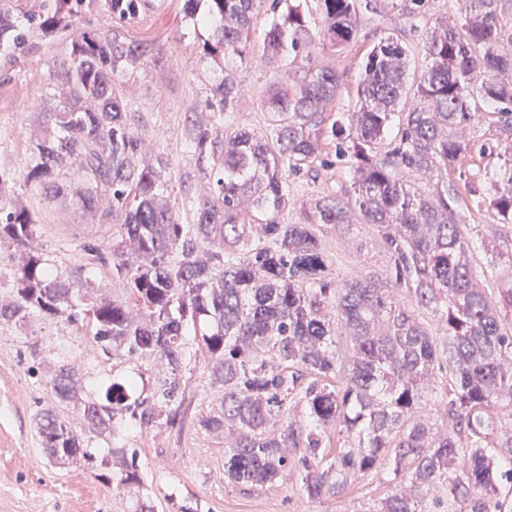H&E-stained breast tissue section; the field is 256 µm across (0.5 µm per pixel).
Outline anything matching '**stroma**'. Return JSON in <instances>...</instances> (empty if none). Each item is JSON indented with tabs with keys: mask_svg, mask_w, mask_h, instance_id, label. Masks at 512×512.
<instances>
[{
	"mask_svg": "<svg viewBox=\"0 0 512 512\" xmlns=\"http://www.w3.org/2000/svg\"><path fill=\"white\" fill-rule=\"evenodd\" d=\"M183 0H157L153 7L124 27L127 36L153 42L157 59L138 70L122 85L130 110L131 126L147 151L166 149L169 164L161 173L168 186L167 199L181 221H189L191 208L203 184L205 161L186 142L187 114L208 94L209 74L196 50L206 30H194L183 19ZM392 33L408 44L418 43L416 19L399 15L391 0H377L376 12L361 24V39L333 62L346 90L336 99V109L348 111L368 45ZM28 54L0 64V183L18 189L19 171L32 141L47 127L43 104L64 99L68 83L56 64L67 50V39L47 45L32 38ZM262 68L260 58L239 65L241 94L235 107L240 124L264 129V116L254 86ZM38 221L37 242L71 278H87L82 246L91 239L109 241L110 227L92 217H78L69 203L38 190L27 197ZM325 251L335 271L347 277H377L388 283L381 238L367 224L320 230ZM63 320L35 319L26 326H0V512H140L143 505L155 512H180L181 504L194 502L198 512H357L387 496L384 475L355 476L342 497L312 499L299 478L279 479L265 485L231 482L224 472V436L200 430L197 421L215 412L223 397L221 385L212 383L206 364L185 375L182 396L171 404L174 424L159 423L139 429L128 421L116 424L114 438H90L76 428L78 438L107 450L112 445L137 451L138 483L118 485L106 480L108 466L88 467L84 460L52 461L43 448L39 431L42 413L69 422L77 417L73 404L59 401L50 381L61 366L71 367L84 388L110 379H122L140 370L145 392H152L162 371L152 360L106 359L88 342L73 343L60 354L57 341L69 339ZM51 339L38 355H31L30 339Z\"/></svg>",
	"mask_w": 512,
	"mask_h": 512,
	"instance_id": "1",
	"label": "stroma"
}]
</instances>
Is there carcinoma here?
Returning a JSON list of instances; mask_svg holds the SVG:
<instances>
[{
	"label": "carcinoma",
	"mask_w": 512,
	"mask_h": 512,
	"mask_svg": "<svg viewBox=\"0 0 512 512\" xmlns=\"http://www.w3.org/2000/svg\"><path fill=\"white\" fill-rule=\"evenodd\" d=\"M372 2L185 0L186 20L211 30L201 59L221 73L199 105L207 123L190 121L189 145L210 160L190 224L165 199L166 152L143 149L122 93L126 75L155 61L153 43L122 32L150 0H42L22 24L0 12L6 63L28 52L33 31L46 44L74 33L61 62L68 95L47 113L57 130L33 142L22 178L113 228L112 243L83 245V259L124 286L111 299L63 276L14 194L0 205V246L20 259L0 323L60 318L108 358L165 366L145 397L134 376L92 396L60 370L52 392L94 437L124 418L157 425L201 350L224 401L197 424L224 431L230 480L289 472L322 499L382 469L390 493L359 512H512V232L491 245L508 275L490 288L475 272L467 204L470 195L491 223L512 227V24L498 9L512 0H460L451 22L431 17L429 0H393L418 20L420 44H374L352 108L335 112L343 76L321 55L358 41ZM101 11L109 31L90 26ZM257 53L263 132L234 122L236 63ZM482 126L494 134L479 141L471 133ZM475 151L502 162L501 178L449 179ZM64 153L74 183L57 170ZM336 170L338 189L288 221V178ZM355 222L380 233L391 287L330 272L317 225ZM333 430L342 443L331 457ZM41 437L55 461L112 464L49 414Z\"/></svg>",
	"instance_id": "obj_1"
}]
</instances>
